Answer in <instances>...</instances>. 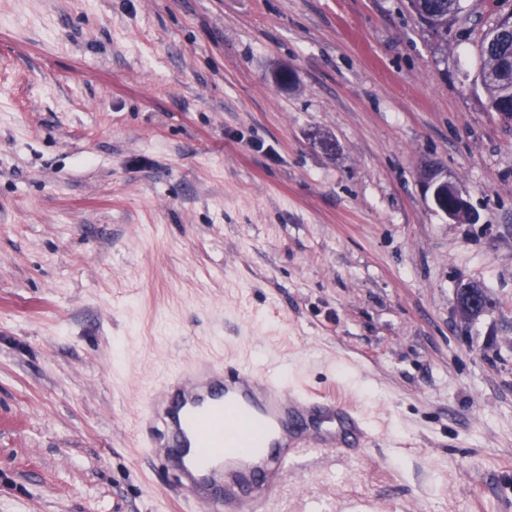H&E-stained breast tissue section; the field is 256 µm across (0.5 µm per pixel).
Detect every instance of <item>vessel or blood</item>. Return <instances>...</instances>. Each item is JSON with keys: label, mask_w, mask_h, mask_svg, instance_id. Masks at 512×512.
<instances>
[{"label": "vessel or blood", "mask_w": 512, "mask_h": 512, "mask_svg": "<svg viewBox=\"0 0 512 512\" xmlns=\"http://www.w3.org/2000/svg\"><path fill=\"white\" fill-rule=\"evenodd\" d=\"M141 428L190 512H267L299 457H349L371 442L365 421L334 399L289 390L250 368L203 364L168 378Z\"/></svg>", "instance_id": "obj_1"}]
</instances>
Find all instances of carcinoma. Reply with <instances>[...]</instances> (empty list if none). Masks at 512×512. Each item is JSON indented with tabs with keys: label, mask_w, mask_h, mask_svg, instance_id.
Here are the masks:
<instances>
[{
	"label": "carcinoma",
	"mask_w": 512,
	"mask_h": 512,
	"mask_svg": "<svg viewBox=\"0 0 512 512\" xmlns=\"http://www.w3.org/2000/svg\"><path fill=\"white\" fill-rule=\"evenodd\" d=\"M411 8L426 28L441 41L460 11V0H409ZM482 60L480 81L487 93L490 111L512 112V30L495 25L485 31L478 43Z\"/></svg>",
	"instance_id": "carcinoma-1"
}]
</instances>
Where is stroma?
Returning <instances> with one entry per match:
<instances>
[{
    "mask_svg": "<svg viewBox=\"0 0 512 512\" xmlns=\"http://www.w3.org/2000/svg\"><path fill=\"white\" fill-rule=\"evenodd\" d=\"M461 6L443 43L408 0H0V512H180L140 411L198 362L367 420L274 512H512V122L476 48L512 0ZM427 189L432 190V202L435 207L448 216L449 220L456 221L458 215L467 210L468 205L456 186L439 177L436 169H429L426 176ZM470 214L462 215L458 221L463 222L469 219Z\"/></svg>",
    "mask_w": 512,
    "mask_h": 512,
    "instance_id": "obj_1",
    "label": "stroma"
}]
</instances>
